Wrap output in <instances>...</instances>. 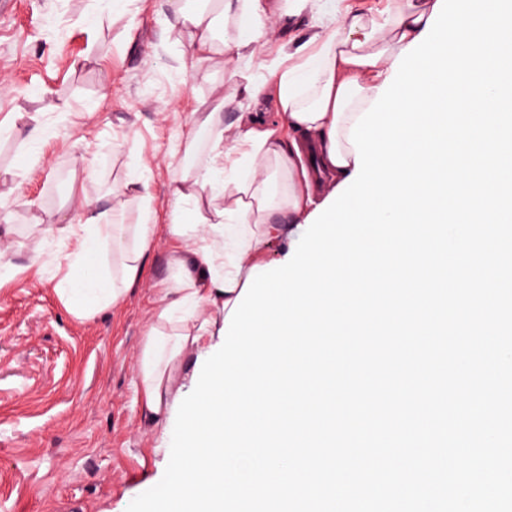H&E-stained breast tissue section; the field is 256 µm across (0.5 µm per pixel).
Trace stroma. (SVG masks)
<instances>
[{
  "label": "stroma",
  "instance_id": "stroma-1",
  "mask_svg": "<svg viewBox=\"0 0 512 512\" xmlns=\"http://www.w3.org/2000/svg\"><path fill=\"white\" fill-rule=\"evenodd\" d=\"M168 0H15L0 11V512H126L163 477L175 421L147 420L139 360L172 241L159 231L119 304L80 318L57 288L68 273L80 203L134 224L142 206L170 221L169 188L202 162L184 152L193 112L237 94L246 69L195 64L168 27ZM266 51L293 49L317 27L311 8L264 19ZM43 135L31 143L29 132ZM146 181L145 200L118 195ZM56 223H47V216ZM224 343L187 353L172 407Z\"/></svg>",
  "mask_w": 512,
  "mask_h": 512
}]
</instances>
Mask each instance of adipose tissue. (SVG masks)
<instances>
[{"label": "adipose tissue", "mask_w": 512, "mask_h": 512, "mask_svg": "<svg viewBox=\"0 0 512 512\" xmlns=\"http://www.w3.org/2000/svg\"><path fill=\"white\" fill-rule=\"evenodd\" d=\"M436 0H391L368 17L337 8L335 0H169L172 23L187 32L197 61L219 54L256 69L237 95L192 114V129L212 130L204 163L184 170L171 189L174 220L167 233L176 245V275L165 281L143 344L140 393L150 419L167 408L170 383L183 355L201 348L212 321L204 308L228 313L266 242L277 235L278 217L304 223L316 207L355 171L351 125L375 99L402 49L425 29ZM311 4L318 30L309 48H297L294 64L258 48L268 13H291ZM273 97L283 125H260L255 106ZM233 110L225 132L224 110ZM104 213L85 210L69 233L76 247L60 293L79 317L119 303L143 272L158 226L142 208L134 244L114 267L104 262L112 238Z\"/></svg>", "instance_id": "adipose-tissue-1"}]
</instances>
